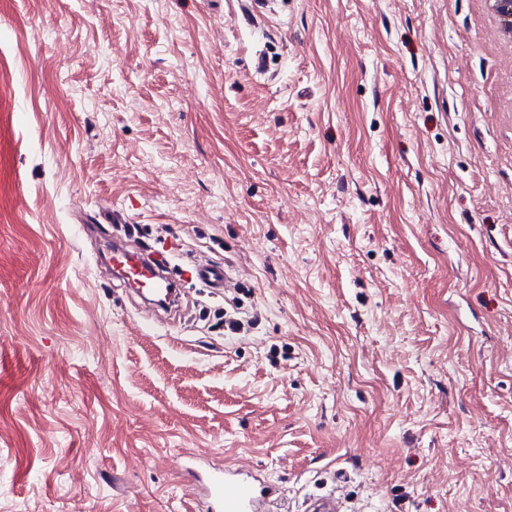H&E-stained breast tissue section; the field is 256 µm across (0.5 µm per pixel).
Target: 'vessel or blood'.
<instances>
[{
	"mask_svg": "<svg viewBox=\"0 0 512 512\" xmlns=\"http://www.w3.org/2000/svg\"><path fill=\"white\" fill-rule=\"evenodd\" d=\"M112 262L127 283L152 289L165 285L160 255L145 259L139 251L116 246L112 249ZM191 269L193 276L208 287L226 291L234 285L226 264L199 261ZM179 471L197 512H275L274 505L282 495L275 482L239 468L213 467L192 455L182 458Z\"/></svg>",
	"mask_w": 512,
	"mask_h": 512,
	"instance_id": "b4317fda",
	"label": "vessel or blood"
}]
</instances>
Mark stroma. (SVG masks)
Instances as JSON below:
<instances>
[{"label": "stroma", "mask_w": 512, "mask_h": 512, "mask_svg": "<svg viewBox=\"0 0 512 512\" xmlns=\"http://www.w3.org/2000/svg\"><path fill=\"white\" fill-rule=\"evenodd\" d=\"M485 16L0 0V512H190V453L282 512H512V57ZM120 224L235 290L144 328L95 263ZM191 269V276H194L209 288L224 291L233 288L234 278L225 263L213 261L193 262Z\"/></svg>", "instance_id": "obj_1"}]
</instances>
